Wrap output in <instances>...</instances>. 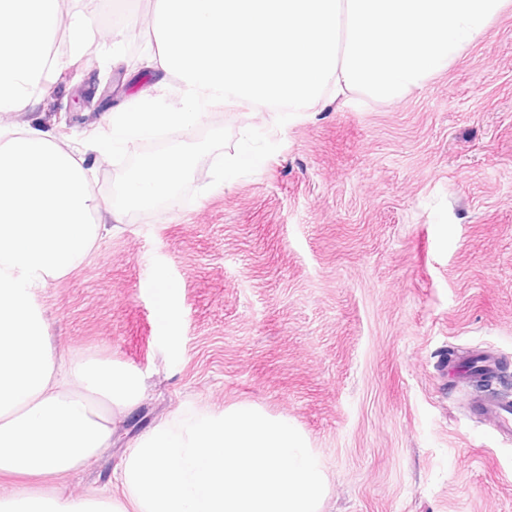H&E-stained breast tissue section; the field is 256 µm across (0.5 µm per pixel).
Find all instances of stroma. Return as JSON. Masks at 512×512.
I'll list each match as a JSON object with an SVG mask.
<instances>
[{
	"mask_svg": "<svg viewBox=\"0 0 512 512\" xmlns=\"http://www.w3.org/2000/svg\"><path fill=\"white\" fill-rule=\"evenodd\" d=\"M158 78L131 40L118 66L69 63L11 119L75 146ZM245 130L267 159L225 184ZM185 150L196 163L176 206L129 213L38 293L54 345L133 369L142 399L81 470L0 476V495L115 491L135 438L251 404L308 437L320 512H512V439L448 369L484 351L512 373V6L401 98L322 101L295 121L223 107L93 159L90 189L109 204L144 158ZM158 269L179 290L166 326L146 287Z\"/></svg>",
	"mask_w": 512,
	"mask_h": 512,
	"instance_id": "35a3bbf8",
	"label": "stroma"
}]
</instances>
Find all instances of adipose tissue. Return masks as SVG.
<instances>
[{"label": "adipose tissue", "mask_w": 512, "mask_h": 512, "mask_svg": "<svg viewBox=\"0 0 512 512\" xmlns=\"http://www.w3.org/2000/svg\"><path fill=\"white\" fill-rule=\"evenodd\" d=\"M505 0H157L150 92L103 115L84 148L29 125L0 126V475L56 478L112 444L119 418L143 396L132 369L109 360L62 362L37 293L76 268L101 231L85 151L110 156L157 129L191 133L229 105H284L290 117L351 92L386 100L422 87L482 39ZM134 0H112L123 28L98 32L97 17L64 20V0H0V115L24 111L67 63L96 52L123 59L139 37ZM177 90V107L159 106ZM194 165L186 152L149 158L106 209L176 204Z\"/></svg>", "instance_id": "adipose-tissue-1"}]
</instances>
